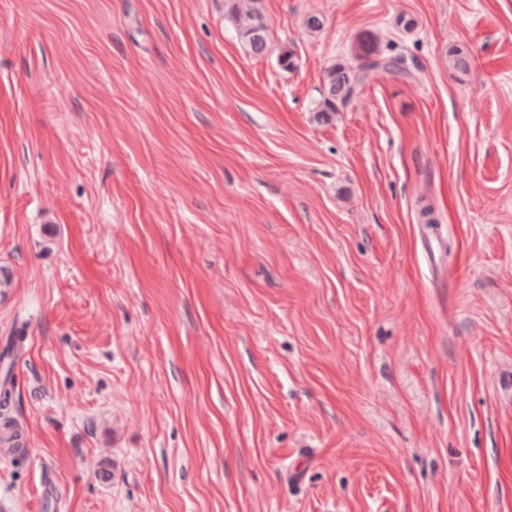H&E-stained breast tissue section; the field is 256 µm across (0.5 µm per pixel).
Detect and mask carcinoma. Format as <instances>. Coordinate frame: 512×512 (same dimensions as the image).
<instances>
[{"instance_id":"carcinoma-1","label":"carcinoma","mask_w":512,"mask_h":512,"mask_svg":"<svg viewBox=\"0 0 512 512\" xmlns=\"http://www.w3.org/2000/svg\"><path fill=\"white\" fill-rule=\"evenodd\" d=\"M254 0H240L231 12V19L250 51L262 54L268 47L267 25L263 15L253 6ZM391 73L408 77L404 59L379 53L376 41L371 37L361 38L354 53L353 61L340 62L326 70L325 90L317 104L319 115L328 120L340 109L359 99L363 93L369 72ZM12 391L8 381L0 384V447L15 448L20 437L17 421L9 416Z\"/></svg>"}]
</instances>
